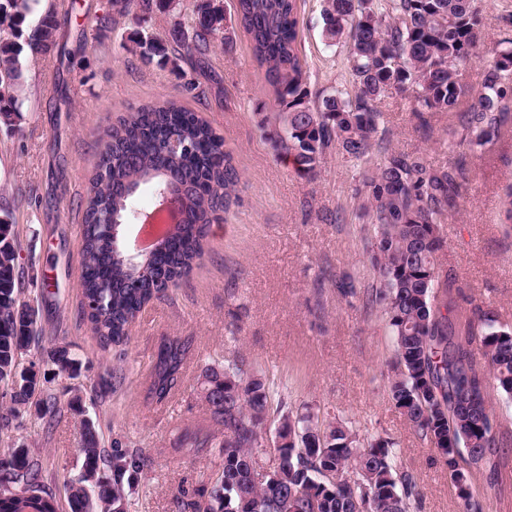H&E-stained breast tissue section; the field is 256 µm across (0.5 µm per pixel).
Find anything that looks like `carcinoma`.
I'll return each mask as SVG.
<instances>
[{"instance_id":"cac0c4a2","label":"carcinoma","mask_w":512,"mask_h":512,"mask_svg":"<svg viewBox=\"0 0 512 512\" xmlns=\"http://www.w3.org/2000/svg\"><path fill=\"white\" fill-rule=\"evenodd\" d=\"M171 13L179 0H112V10L128 16L152 2ZM38 0H0V124L20 117L15 88L27 56L58 47V23L37 14ZM323 32L330 41H349L354 98L329 94L311 103L306 71L298 53L297 0H200L185 27L174 15L167 34L136 31L123 48L143 63L179 68L186 56L202 62L217 39L233 44L243 30L253 58L286 112L270 131L279 153L297 174L317 173L328 151L348 161H371L381 154L367 186V216L373 238L370 264L378 286L360 292L352 282L336 285L345 298L378 305L386 316L394 350L387 362L389 396L411 430L426 441L448 470L464 512H484L473 491L472 471L485 469L492 484L502 464L490 401L491 392L512 400V328L501 324L491 304L470 301L463 317L456 277L440 273L437 257L446 244L441 219L459 193L457 171L433 168L421 157L388 152L376 103L391 90L411 95L415 111L451 112L464 89L459 68L478 42L477 0H324ZM495 62L470 108L459 113L448 150L476 152L500 134L502 102L512 98V46L495 51ZM175 136L184 144L165 149ZM173 175L175 199L187 215L167 227L154 251L133 259L112 249L104 217L124 219L142 188L159 190ZM237 184L224 138L206 122L175 105L145 106L107 129L96 171L87 187L82 225L80 289L87 321L100 343L122 346L139 313L169 281L190 275L201 256L213 213L226 208ZM501 223L512 230V183L499 198ZM19 241L11 214L0 215V384L10 389V405L0 413V434L34 410L39 419L59 411L51 378L24 360L36 331L37 299L24 296ZM479 347H474V344ZM480 350L485 366L477 362ZM188 348L177 339L160 346L150 384L158 399L175 389ZM46 361L73 376L81 366L66 344L54 343ZM202 397L211 417L224 427L216 442L204 430L181 433L190 453L217 450L221 470L210 489L181 501L183 512H410L421 492L400 470L393 444L368 445L339 416L293 413L274 401L273 388L253 362L239 357L222 368L208 367ZM275 425L264 444L267 423ZM269 447L270 467L257 461ZM82 465L66 484L69 512H128L129 497L144 470L143 455L114 443L99 446L93 422L85 424ZM336 474L330 482L326 474ZM32 493L17 496L20 486ZM58 512L46 491L41 460L12 444L0 450V512Z\"/></svg>"}]
</instances>
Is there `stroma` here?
I'll return each mask as SVG.
<instances>
[{
    "label": "stroma",
    "instance_id": "obj_1",
    "mask_svg": "<svg viewBox=\"0 0 512 512\" xmlns=\"http://www.w3.org/2000/svg\"><path fill=\"white\" fill-rule=\"evenodd\" d=\"M322 8V0H298L307 89L313 97L353 92L349 46L328 44ZM109 9L108 0H39V12L60 21L59 47L27 57L18 87L22 117L14 128L0 125V210L12 214L27 284L43 293L36 326L43 348L30 358L52 374L59 403L51 423L23 421L12 442L38 456L62 504L64 482L81 466L84 425L93 421L101 447L117 441L149 461L129 512H178L179 491L201 494L221 463L214 452L187 453L179 438L181 430L200 427L224 434L201 398L203 370L244 355L273 378L275 397L289 408L329 411L351 421L364 441H394L399 468L422 492L414 512H462L447 470L390 401L393 342L382 310L317 282L329 270L360 289L377 284L372 231L361 210L368 166L331 151L317 176L304 178L278 155L261 121L283 106L244 32L232 48L214 43L204 64L185 59L174 71L142 64L122 48L134 31L168 30L167 14L120 17L97 29ZM480 9L475 54L458 73L464 108L482 87L493 48L512 41V0H481ZM188 82L196 86L190 94ZM166 101L196 112L223 136L239 176L236 196L223 222L211 225L190 276L144 307L126 345L105 348L84 317L78 287L86 186L104 130L141 105ZM377 108L390 151L436 167L461 164L460 195L442 218L439 266L456 275L464 298L489 302L500 323L512 326V234L498 217V197L512 182V102L504 106L499 138L463 156L448 150L455 113L417 117L411 98L397 92ZM57 337L81 360L78 376L56 374L46 363L43 350ZM169 338L185 341L189 356L176 390L159 401L148 388L158 347ZM116 374V390L92 395V384ZM492 408L506 463L492 487L474 473L475 496L488 512H512V403L496 400Z\"/></svg>",
    "mask_w": 512,
    "mask_h": 512
}]
</instances>
